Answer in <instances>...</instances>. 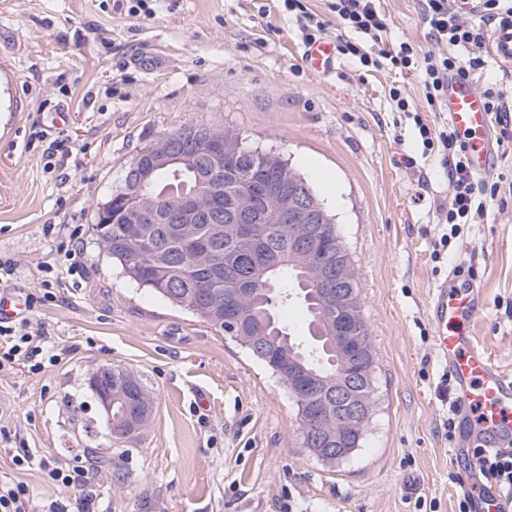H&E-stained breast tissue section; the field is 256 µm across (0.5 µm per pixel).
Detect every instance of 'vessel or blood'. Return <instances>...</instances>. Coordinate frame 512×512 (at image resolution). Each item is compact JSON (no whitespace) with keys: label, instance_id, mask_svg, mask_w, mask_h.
I'll return each mask as SVG.
<instances>
[{"label":"vessel or blood","instance_id":"1","mask_svg":"<svg viewBox=\"0 0 512 512\" xmlns=\"http://www.w3.org/2000/svg\"><path fill=\"white\" fill-rule=\"evenodd\" d=\"M488 51L504 70L512 73V18L495 24ZM333 58L334 47L328 41L312 43L305 52L311 68L323 74L333 70ZM27 109L28 102L20 92L19 78L10 60L1 58L0 124L10 123L13 115ZM444 110L460 134L473 172L488 175L495 148L482 92L472 82L449 78ZM429 310L435 325V347L448 366L455 390L453 411L462 426V446L491 439L512 442V375L493 366L465 330L481 311L479 289L441 283L433 291ZM470 508L471 512H512V501L496 488L485 486L471 496Z\"/></svg>","mask_w":512,"mask_h":512}]
</instances>
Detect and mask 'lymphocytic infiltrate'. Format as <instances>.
I'll list each match as a JSON object with an SVG mask.
<instances>
[{
	"mask_svg": "<svg viewBox=\"0 0 512 512\" xmlns=\"http://www.w3.org/2000/svg\"><path fill=\"white\" fill-rule=\"evenodd\" d=\"M338 24L361 35V42H343V51L357 55L362 66L384 67L410 71L423 66L425 98L431 108H440L449 77L470 78L483 69L485 60L480 53L483 32L502 16L512 14V0H422L429 20L430 37L439 47L438 53L419 55L411 41L398 45L386 44L382 34L386 24L376 0H328ZM416 127L427 151L440 150L448 155V187L451 201L445 221L451 226L474 224L484 215V195H497L499 183L489 189L476 187L472 172L463 154L456 130L435 131L424 122ZM51 292L28 293L24 296V311L7 324H0V371L12 368L15 362L26 360L30 370L38 371L50 351L45 332L35 329L31 315L38 305L51 299ZM471 458L482 477L493 480L505 497H512V451L476 448Z\"/></svg>",
	"mask_w": 512,
	"mask_h": 512,
	"instance_id": "lymphocytic-infiltrate-1",
	"label": "lymphocytic infiltrate"
}]
</instances>
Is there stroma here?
Masks as SVG:
<instances>
[{"label":"stroma","mask_w":512,"mask_h":512,"mask_svg":"<svg viewBox=\"0 0 512 512\" xmlns=\"http://www.w3.org/2000/svg\"><path fill=\"white\" fill-rule=\"evenodd\" d=\"M0 0V55L29 108L0 142V258L21 292L50 287L32 316L57 359L0 372V482H24L39 512H458L448 438L453 392L428 302L459 263L484 308L476 345L512 373V197L451 230L448 166L427 154L415 118L440 127L420 71L366 70L337 55L312 73L300 22L271 0ZM386 39L435 51L421 0H378ZM399 87L411 109L389 98ZM71 126L47 133L56 105ZM239 131L289 158L334 216L355 261L372 337L377 407L339 464L303 448L287 389L197 315L140 288L100 247L98 204L144 147L190 120ZM135 373L155 411L136 437L102 443L86 379L99 365ZM28 451V466L13 458ZM92 463L93 484L43 478L42 465Z\"/></svg>","instance_id":"stroma-1"}]
</instances>
